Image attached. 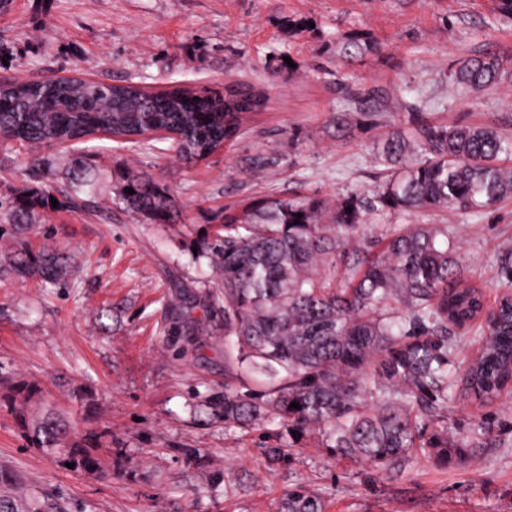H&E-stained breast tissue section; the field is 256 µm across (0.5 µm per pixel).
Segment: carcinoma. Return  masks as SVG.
<instances>
[{"label":"carcinoma","mask_w":512,"mask_h":512,"mask_svg":"<svg viewBox=\"0 0 512 512\" xmlns=\"http://www.w3.org/2000/svg\"><path fill=\"white\" fill-rule=\"evenodd\" d=\"M507 64L495 54L458 60L450 93L466 97L497 85ZM355 98L374 112L386 111L389 100L379 91ZM263 105L262 95L233 84L217 97L82 77L58 78L49 89L12 78L0 87V140L69 146L105 135L144 144L174 131L181 156L202 158L236 135L243 113ZM373 159L386 177L370 194L263 197L224 213L208 297L224 304L225 423L279 418L290 432L327 441L339 457L398 473L420 454L446 465L485 447L482 428L451 437L448 418L439 414L454 392L448 328L474 331L481 350L463 372V390L481 401L512 393V294L486 303L446 224H391L364 245L356 235L371 219L481 213L511 198L512 165L505 162H512V136L492 124L420 121L408 133L388 131ZM88 186L73 176L71 193L58 205L92 212ZM116 195L153 224L171 221L174 200L144 172L127 177ZM50 197L33 188L0 199V222L16 235L15 251L0 258V280L67 286L66 257L23 237L35 210L52 209ZM497 278L512 284V249L499 258ZM243 371L264 380L243 393L236 385ZM38 393L18 380L9 399L29 447L99 468L92 448L100 435L72 432L51 410L29 414ZM283 509L325 512L299 485L288 489ZM0 512L68 509L59 493L27 494L13 472L0 468Z\"/></svg>","instance_id":"obj_1"}]
</instances>
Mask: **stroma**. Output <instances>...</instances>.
Here are the masks:
<instances>
[{
  "mask_svg": "<svg viewBox=\"0 0 512 512\" xmlns=\"http://www.w3.org/2000/svg\"><path fill=\"white\" fill-rule=\"evenodd\" d=\"M362 52L344 59L348 42ZM512 59L506 0H15L0 14V76H81L153 88L244 83L263 93L238 135L196 162L172 141L158 151L94 139L26 150L0 142V197L42 187L62 194L74 170L92 183L95 210L34 216L40 246L72 256L69 284L0 281V396L35 385L82 431L102 433L101 468H68L30 448L0 405V465L30 489H59L70 512H277L294 485L326 512H512V396L458 394L443 414L452 432L479 425L480 458L442 466L421 456L397 475L337 458L314 437L292 441L274 421L228 425L224 320L219 308L183 317L184 298L215 275L207 246L225 211L262 195L335 197L376 186L369 157L398 125L495 123L512 134V79L469 97L448 94L455 60ZM358 89L383 90L386 112L353 107ZM352 125L337 135L334 113ZM49 158L50 171L39 161ZM267 158L261 175L248 161ZM147 172L174 199L170 223L126 212L113 189ZM452 231L487 302L502 293L500 253L512 248V199L484 214L430 215ZM289 447L288 459L262 451Z\"/></svg>",
  "mask_w": 512,
  "mask_h": 512,
  "instance_id": "stroma-1",
  "label": "stroma"
}]
</instances>
